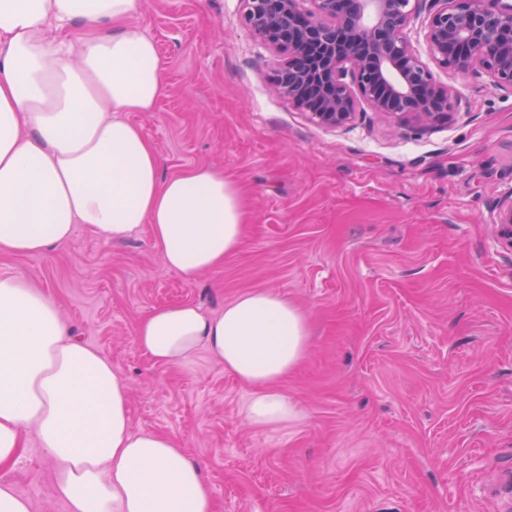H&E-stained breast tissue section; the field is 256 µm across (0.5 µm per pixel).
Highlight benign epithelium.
Returning a JSON list of instances; mask_svg holds the SVG:
<instances>
[{
	"label": "benign epithelium",
	"mask_w": 512,
	"mask_h": 512,
	"mask_svg": "<svg viewBox=\"0 0 512 512\" xmlns=\"http://www.w3.org/2000/svg\"><path fill=\"white\" fill-rule=\"evenodd\" d=\"M244 21L288 53L273 84L325 127L370 110L419 133L448 124L459 93L436 79L406 36L421 20L434 64L481 72L512 90V0H245ZM496 240L512 249V192L498 205Z\"/></svg>",
	"instance_id": "obj_1"
}]
</instances>
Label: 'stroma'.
<instances>
[{
    "label": "stroma",
    "mask_w": 512,
    "mask_h": 512,
    "mask_svg": "<svg viewBox=\"0 0 512 512\" xmlns=\"http://www.w3.org/2000/svg\"><path fill=\"white\" fill-rule=\"evenodd\" d=\"M243 14V0H141L165 91L127 115L163 177L204 165L237 185L247 221L223 266L189 281L149 227L107 243L78 224L0 274L39 286L111 360L133 430L197 460L216 512H512V249L492 224L512 191V92L438 68L460 95L448 125L398 134L368 113L326 128L274 93L278 56ZM264 288L310 332L281 385L297 417L278 431L243 422L249 390L206 351L157 365L135 341L157 307L215 314ZM57 469L30 436L0 482L32 512H68Z\"/></svg>",
    "instance_id": "35a3bbf8"
}]
</instances>
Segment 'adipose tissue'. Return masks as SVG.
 <instances>
[{"mask_svg":"<svg viewBox=\"0 0 512 512\" xmlns=\"http://www.w3.org/2000/svg\"><path fill=\"white\" fill-rule=\"evenodd\" d=\"M140 0H0V256L39 254L89 225L107 242L149 226L163 266L191 280L239 247L246 211L223 170L161 175L129 112L164 85ZM307 318L280 292L246 291L217 314L184 302L153 310L136 343L159 365L203 349L250 389L241 415L274 431L297 412L281 383L302 360ZM33 432L58 463L69 512H214L201 465L175 440L134 432L129 387L72 336L56 304L0 274V467Z\"/></svg>","mask_w":512,"mask_h":512,"instance_id":"adipose-tissue-1","label":"adipose tissue"}]
</instances>
